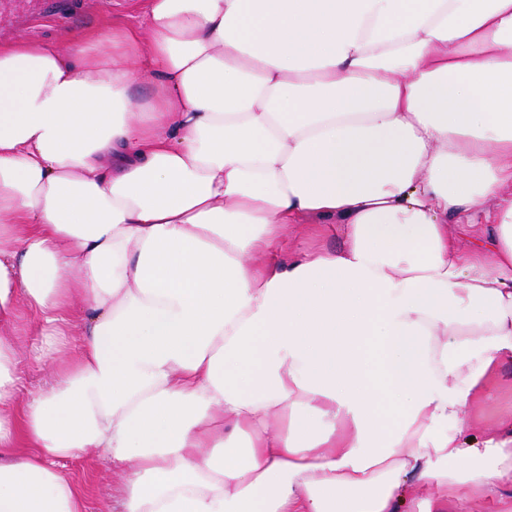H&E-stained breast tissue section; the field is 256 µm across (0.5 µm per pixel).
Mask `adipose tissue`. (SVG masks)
I'll return each instance as SVG.
<instances>
[{"label":"adipose tissue","instance_id":"obj_1","mask_svg":"<svg viewBox=\"0 0 512 512\" xmlns=\"http://www.w3.org/2000/svg\"><path fill=\"white\" fill-rule=\"evenodd\" d=\"M134 3L0 42V512H86L92 449L115 512L497 499L512 417L465 431L512 361V0ZM64 471L86 496L87 512H113L112 465L95 450H89L84 458L68 465Z\"/></svg>","mask_w":512,"mask_h":512}]
</instances>
